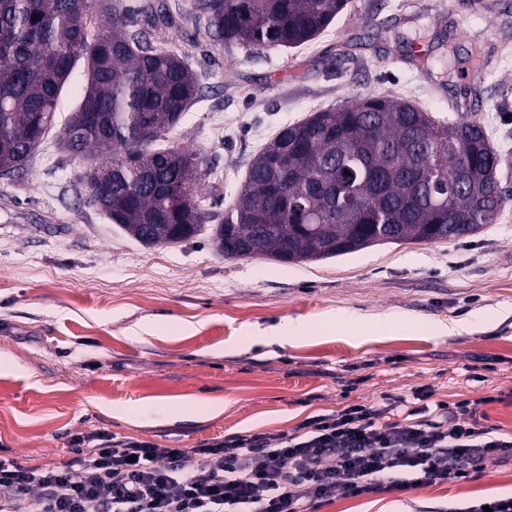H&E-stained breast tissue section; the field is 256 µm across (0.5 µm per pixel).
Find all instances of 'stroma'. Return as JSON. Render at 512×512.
Segmentation results:
<instances>
[{
  "mask_svg": "<svg viewBox=\"0 0 512 512\" xmlns=\"http://www.w3.org/2000/svg\"><path fill=\"white\" fill-rule=\"evenodd\" d=\"M156 39L199 76L169 141L200 150L220 214L281 127L365 95L441 120L449 103L478 105L493 146L512 157V0H348L297 48H228L202 19ZM476 46L486 63L475 74ZM449 50L448 68L414 63ZM84 166L52 131L23 168L0 173V457L56 463L73 435L93 431L160 448L290 433L310 416L418 391L433 404L477 402L484 425L512 434V201L471 237L281 264L224 258L202 236L135 241L87 203ZM345 314L358 332L320 330ZM287 321L313 327L283 345L246 340ZM160 403L182 419L126 414ZM510 495L512 462L468 483L340 494L319 512H437Z\"/></svg>",
  "mask_w": 512,
  "mask_h": 512,
  "instance_id": "stroma-1",
  "label": "stroma"
}]
</instances>
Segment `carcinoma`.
I'll use <instances>...</instances> for the list:
<instances>
[{"mask_svg":"<svg viewBox=\"0 0 512 512\" xmlns=\"http://www.w3.org/2000/svg\"><path fill=\"white\" fill-rule=\"evenodd\" d=\"M347 0H0V171L24 166L56 122L78 64L87 83L60 129L89 160L87 199L145 245L198 236L218 214L201 206L203 158L164 149L200 87L155 30L207 18L229 48L294 47L323 32ZM38 19H32V15ZM95 155L107 157L98 164ZM479 123L436 119L410 101L367 95L283 127L252 160L212 243L227 259L317 261L383 243L474 236L512 194Z\"/></svg>","mask_w":512,"mask_h":512,"instance_id":"cac0c4a2","label":"carcinoma"}]
</instances>
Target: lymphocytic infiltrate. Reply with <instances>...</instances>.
Returning <instances> with one entry per match:
<instances>
[{"instance_id":"lymphocytic-infiltrate-1","label":"lymphocytic infiltrate","mask_w":512,"mask_h":512,"mask_svg":"<svg viewBox=\"0 0 512 512\" xmlns=\"http://www.w3.org/2000/svg\"><path fill=\"white\" fill-rule=\"evenodd\" d=\"M355 404L292 433L234 434L160 448L103 432L71 440L55 465L0 458V512H317L351 497L476 480L512 461V435L480 424L470 401L407 409ZM414 468L402 478L403 468Z\"/></svg>"}]
</instances>
